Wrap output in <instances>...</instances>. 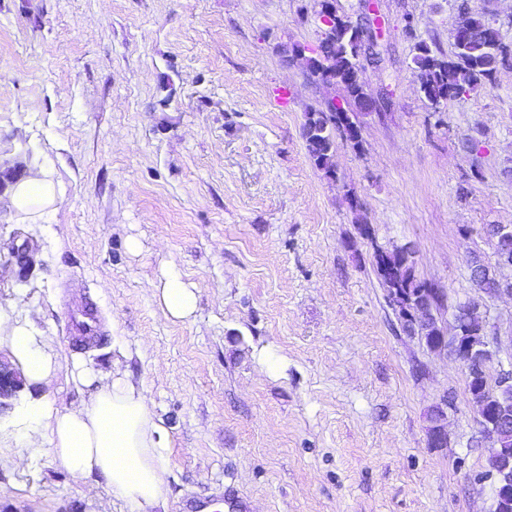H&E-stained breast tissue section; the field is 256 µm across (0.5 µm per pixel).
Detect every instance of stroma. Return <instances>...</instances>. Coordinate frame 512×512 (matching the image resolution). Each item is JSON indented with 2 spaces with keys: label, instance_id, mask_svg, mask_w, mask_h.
I'll list each match as a JSON object with an SVG mask.
<instances>
[{
  "label": "stroma",
  "instance_id": "1",
  "mask_svg": "<svg viewBox=\"0 0 512 512\" xmlns=\"http://www.w3.org/2000/svg\"><path fill=\"white\" fill-rule=\"evenodd\" d=\"M459 2L378 0L384 62L364 82L391 99L360 113L361 148L337 142L329 178L302 124L344 91L279 51L318 45L315 0H0V194L20 160L62 189L37 224L0 201V295L55 366L19 401L64 409L88 393L77 367L128 373L170 434L166 512L227 492L246 512H494L466 369L404 332L374 271L376 249L411 246L441 324L478 301L491 371L512 365V296L470 279L471 260L496 265L486 225H512V67L437 111L411 70L415 40L452 54ZM169 268L196 294L188 319L154 295ZM88 301L102 337L76 345ZM15 416L0 512H125Z\"/></svg>",
  "mask_w": 512,
  "mask_h": 512
}]
</instances>
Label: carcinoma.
<instances>
[{"instance_id":"cac0c4a2","label":"carcinoma","mask_w":512,"mask_h":512,"mask_svg":"<svg viewBox=\"0 0 512 512\" xmlns=\"http://www.w3.org/2000/svg\"><path fill=\"white\" fill-rule=\"evenodd\" d=\"M455 29L464 48L454 49L448 57L424 41L415 44L412 70L420 92L430 103L448 101L490 83L498 69L509 64L504 53L505 43L481 23L480 15L461 11ZM283 52L301 57L309 76L319 82L324 81L327 72H332L335 84L342 87L345 96L355 104H361L365 95L363 75L366 65L359 56V45L349 27L338 22L326 29L311 56L305 55V49L298 45L287 46ZM357 126L359 121L355 112L328 113L318 110L306 113L302 137L313 165L327 175H335L331 158L336 151V139L360 146L356 137L346 135L349 129ZM489 234L496 238V255L512 258V231L500 232L491 228ZM375 265L386 292L396 290L405 300L404 306L396 311L398 318L402 319L404 331L418 335L426 342L443 335L440 325L427 323L416 328L412 322L403 320L404 313L416 305L424 286V282L415 275L410 257L403 251L387 254L378 249L375 252ZM472 265L475 270L471 271L470 278L480 292L492 294L502 287L501 279L488 267L477 260ZM457 313L461 314L460 324L456 326V333L448 336V348L455 347L459 336L470 343L473 353L464 354L461 359L468 372L467 387L471 400L478 412L497 407V396L493 390L484 387L485 375L493 360V351L486 348L485 318L476 311L473 302L458 306ZM506 413L507 419L499 429L495 442L498 447L512 453V409L506 408Z\"/></svg>"}]
</instances>
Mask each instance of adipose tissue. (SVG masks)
Returning <instances> with one entry per match:
<instances>
[{
	"instance_id": "adipose-tissue-1",
	"label": "adipose tissue",
	"mask_w": 512,
	"mask_h": 512,
	"mask_svg": "<svg viewBox=\"0 0 512 512\" xmlns=\"http://www.w3.org/2000/svg\"><path fill=\"white\" fill-rule=\"evenodd\" d=\"M60 189L43 170L26 171L7 185L10 213L36 222L45 219ZM155 295L168 314L188 318L196 308L195 293L175 272H166ZM12 300L0 301V346L28 384L50 386L54 376L51 359L37 344L31 330L15 319ZM78 378L89 396L78 406L58 410L44 400L27 404L31 426L24 433L27 444L40 443L42 428H49L56 459L79 477L97 476L110 502L124 504L128 512H152L166 502L170 460L168 434L156 421L143 390L128 377L100 381L83 371Z\"/></svg>"
}]
</instances>
